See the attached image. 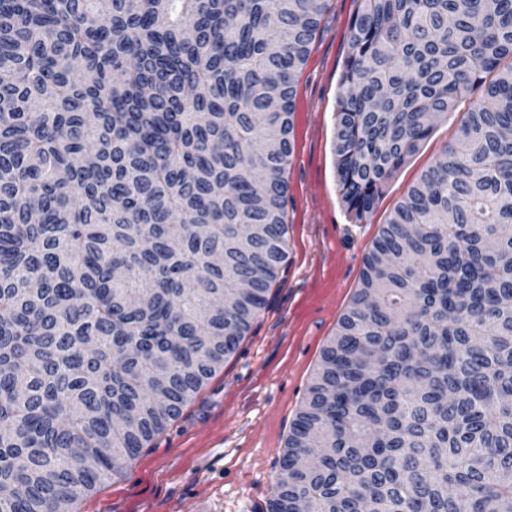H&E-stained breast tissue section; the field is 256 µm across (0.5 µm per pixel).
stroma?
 Masks as SVG:
<instances>
[{"label":"stroma","mask_w":512,"mask_h":512,"mask_svg":"<svg viewBox=\"0 0 512 512\" xmlns=\"http://www.w3.org/2000/svg\"><path fill=\"white\" fill-rule=\"evenodd\" d=\"M363 0H329L298 75L288 167V259L282 283L237 353L121 476L79 498L78 512H265L290 426L321 352L360 286L383 224L457 136L461 112L433 134L356 221L343 201L333 140L349 22Z\"/></svg>","instance_id":"35a3bbf8"}]
</instances>
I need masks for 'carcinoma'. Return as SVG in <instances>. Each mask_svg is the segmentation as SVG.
Segmentation results:
<instances>
[{
    "label": "carcinoma",
    "mask_w": 512,
    "mask_h": 512,
    "mask_svg": "<svg viewBox=\"0 0 512 512\" xmlns=\"http://www.w3.org/2000/svg\"><path fill=\"white\" fill-rule=\"evenodd\" d=\"M328 0H0V512H73L238 350L287 261ZM333 151L395 207L267 512H512V0H364Z\"/></svg>",
    "instance_id": "cac0c4a2"
}]
</instances>
